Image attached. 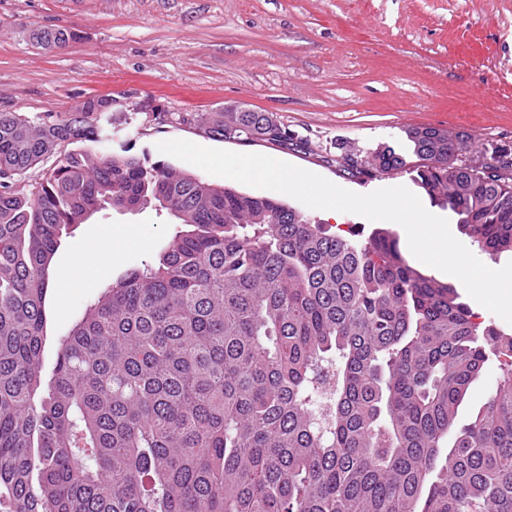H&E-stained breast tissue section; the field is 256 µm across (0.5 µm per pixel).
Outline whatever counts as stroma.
Masks as SVG:
<instances>
[{
  "label": "stroma",
  "mask_w": 512,
  "mask_h": 512,
  "mask_svg": "<svg viewBox=\"0 0 512 512\" xmlns=\"http://www.w3.org/2000/svg\"><path fill=\"white\" fill-rule=\"evenodd\" d=\"M46 27L78 38L44 50L31 33ZM104 95L117 141L185 172L197 168L162 155L157 143L221 149L224 141L157 123L154 113L243 105L274 113L291 145L237 143L234 151L289 162L359 194L409 188L406 173L364 184L341 177V144L407 155L406 130L427 126L512 150V0H0V111L35 118ZM310 215L364 239L385 227L405 259L413 257L397 223ZM176 230L164 211L106 208L61 237L50 270L57 287L46 364L101 287L151 262ZM93 243L113 244L108 267L78 262ZM499 372L489 360L459 424L488 403Z\"/></svg>",
  "instance_id": "35a3bbf8"
}]
</instances>
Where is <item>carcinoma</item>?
<instances>
[{
	"mask_svg": "<svg viewBox=\"0 0 512 512\" xmlns=\"http://www.w3.org/2000/svg\"><path fill=\"white\" fill-rule=\"evenodd\" d=\"M32 38L53 50L77 34ZM105 103L0 112V512H512V338L411 266L388 230L363 242L114 149ZM155 119L288 142L269 112ZM406 137L412 159L380 147L348 174L409 173L482 252L512 254V173L455 165V149L487 156L470 138ZM108 206L165 210L181 230L103 287L46 384L53 257ZM488 346L506 366L460 426Z\"/></svg>",
	"mask_w": 512,
	"mask_h": 512,
	"instance_id": "obj_1",
	"label": "carcinoma"
}]
</instances>
